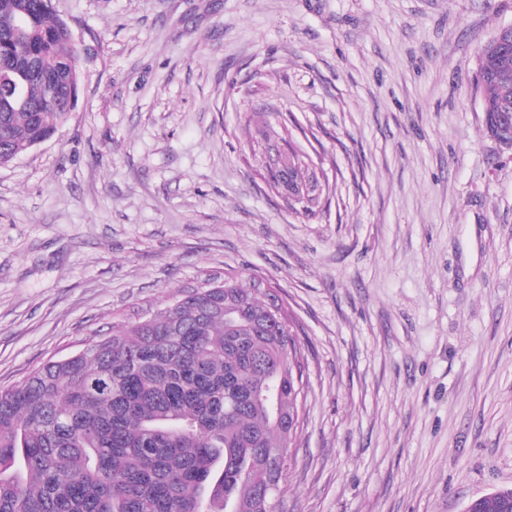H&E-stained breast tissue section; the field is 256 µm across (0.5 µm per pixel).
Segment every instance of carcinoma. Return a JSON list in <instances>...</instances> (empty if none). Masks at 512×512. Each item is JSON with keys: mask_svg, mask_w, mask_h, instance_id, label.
<instances>
[{"mask_svg": "<svg viewBox=\"0 0 512 512\" xmlns=\"http://www.w3.org/2000/svg\"><path fill=\"white\" fill-rule=\"evenodd\" d=\"M78 56L50 0H0V75L27 77L22 106L0 83V163L66 120L47 84L79 89ZM478 86L484 113L512 114V49L482 47ZM276 165L304 167L294 153ZM273 301L230 272L0 387V512H278L306 363L288 313L267 316ZM478 512H512V486Z\"/></svg>", "mask_w": 512, "mask_h": 512, "instance_id": "1", "label": "carcinoma"}]
</instances>
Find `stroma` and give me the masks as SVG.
Returning a JSON list of instances; mask_svg holds the SVG:
<instances>
[{
  "instance_id": "35a3bbf8",
  "label": "stroma",
  "mask_w": 512,
  "mask_h": 512,
  "mask_svg": "<svg viewBox=\"0 0 512 512\" xmlns=\"http://www.w3.org/2000/svg\"><path fill=\"white\" fill-rule=\"evenodd\" d=\"M80 56L0 166V386L256 275L307 365L279 512H463L512 486V151L479 53L512 0H51ZM298 144L330 191L267 186Z\"/></svg>"
}]
</instances>
